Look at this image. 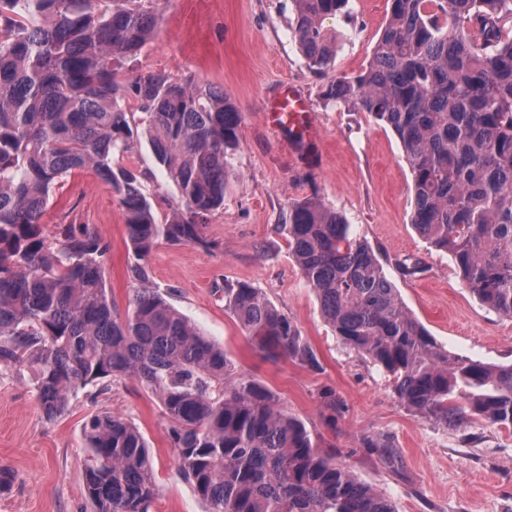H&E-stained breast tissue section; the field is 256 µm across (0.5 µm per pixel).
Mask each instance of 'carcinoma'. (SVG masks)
<instances>
[{
    "instance_id": "obj_1",
    "label": "carcinoma",
    "mask_w": 512,
    "mask_h": 512,
    "mask_svg": "<svg viewBox=\"0 0 512 512\" xmlns=\"http://www.w3.org/2000/svg\"><path fill=\"white\" fill-rule=\"evenodd\" d=\"M388 3L367 65L336 79L326 99L395 133L412 178L411 224L483 306L512 318V0ZM294 4L292 38L321 74L336 55L322 21L347 0ZM158 22L154 0H0V367L33 373L49 420L89 385L135 379L158 399L205 512H397L271 389L226 383L224 348L150 285L160 242L223 249L203 229L224 207L242 125L222 88L164 72L124 78ZM132 103L179 191L164 224L139 176L116 161L133 149ZM84 171L112 188L124 218L134 288L123 309L107 288L110 240L68 212L53 234L42 223L55 186ZM282 228L325 321L386 373L405 408L445 426L477 417L512 430V363L449 354L335 209L295 202ZM224 308L268 355L316 364L262 289L226 283ZM82 436L93 512H151L158 485L139 427L94 411Z\"/></svg>"
}]
</instances>
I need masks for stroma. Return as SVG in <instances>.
<instances>
[{
    "instance_id": "obj_1",
    "label": "stroma",
    "mask_w": 512,
    "mask_h": 512,
    "mask_svg": "<svg viewBox=\"0 0 512 512\" xmlns=\"http://www.w3.org/2000/svg\"><path fill=\"white\" fill-rule=\"evenodd\" d=\"M159 30L128 76L165 72L222 87L243 121L229 170L224 207L204 232L220 251L159 243L149 262L154 287L216 343L235 377L260 381L282 407L317 435L323 449L363 482L392 499L397 512H512V431L473 418L458 427L418 417L403 407L384 372L349 351L324 321L319 302L293 260L281 224L288 209L308 198L336 209L367 241L407 308L455 355L487 364L512 362V319L484 307L459 279L450 256L412 226V180L401 144L364 112L327 101L336 78L366 65L389 8L387 0H349L326 18L336 59L325 74L309 69L289 31L293 0H157ZM289 84L315 116L314 140L269 123L265 111L278 87ZM121 165L138 171L158 222L168 220L180 197L158 165L141 124ZM47 226L61 212L97 227L111 240L106 262L109 292L126 306L125 229L118 199L89 174L68 178L50 197ZM419 261L403 274L400 260ZM246 281L299 327L318 368L286 358H265L225 311L223 284ZM336 392V410L324 408V388ZM127 416L151 450L158 494L151 512H204L205 505L180 474L158 400L132 379L104 394L80 391L57 419L44 417L29 372L0 368V466L12 479L0 490V512H92L83 477L81 434L94 410ZM335 424H328V416ZM387 437L395 462L363 450L366 436Z\"/></svg>"
}]
</instances>
